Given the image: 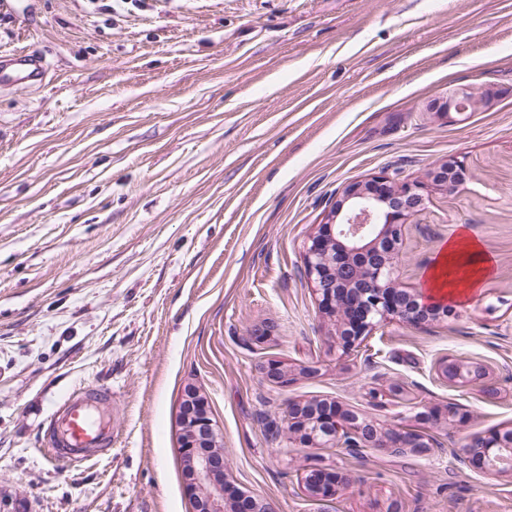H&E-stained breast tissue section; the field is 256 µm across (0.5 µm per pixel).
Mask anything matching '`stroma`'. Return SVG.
I'll return each instance as SVG.
<instances>
[{
    "mask_svg": "<svg viewBox=\"0 0 512 512\" xmlns=\"http://www.w3.org/2000/svg\"><path fill=\"white\" fill-rule=\"evenodd\" d=\"M25 49L52 79L0 91L1 491L27 512H193L177 423L192 383L227 482L275 512H512V474L461 455L512 429V0H18L0 55ZM459 87L495 97L435 114ZM451 156L467 180L403 228L396 283L422 290L463 228L494 274L450 316L339 354L310 234L347 183ZM448 356L484 384L442 379ZM87 384L114 393L112 453L48 465L46 419ZM312 400L431 446L288 441L283 410ZM450 404L467 424L417 418ZM319 457L349 479L327 501L304 486Z\"/></svg>",
    "mask_w": 512,
    "mask_h": 512,
    "instance_id": "1",
    "label": "stroma"
}]
</instances>
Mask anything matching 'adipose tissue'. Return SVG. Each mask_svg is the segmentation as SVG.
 <instances>
[{
	"mask_svg": "<svg viewBox=\"0 0 512 512\" xmlns=\"http://www.w3.org/2000/svg\"><path fill=\"white\" fill-rule=\"evenodd\" d=\"M492 257L467 230L449 240L425 286L430 291L446 290L449 299L471 295L492 274Z\"/></svg>",
	"mask_w": 512,
	"mask_h": 512,
	"instance_id": "ef3b65f1",
	"label": "adipose tissue"
}]
</instances>
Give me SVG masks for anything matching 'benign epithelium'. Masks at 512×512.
Listing matches in <instances>:
<instances>
[{
    "instance_id": "obj_1",
    "label": "benign epithelium",
    "mask_w": 512,
    "mask_h": 512,
    "mask_svg": "<svg viewBox=\"0 0 512 512\" xmlns=\"http://www.w3.org/2000/svg\"><path fill=\"white\" fill-rule=\"evenodd\" d=\"M484 106L467 88H460L437 108L441 113L461 114ZM466 167L450 157L427 174L430 184L451 189L463 182ZM425 184L400 180L388 173L346 184L322 224L309 238L304 262L318 308L334 322L336 346L348 354L384 321L397 317L417 326L424 312H442L445 300L426 304L418 291L397 287L392 260L402 241V227L425 205ZM450 382L478 383L485 371L477 363L449 357L440 365ZM450 424L466 415L455 406L426 413ZM285 432L288 439L310 448L343 447L360 451L371 447L391 454L421 453L431 447L422 435L411 443L393 442L391 428L364 416L346 413L333 402L320 406L292 403L288 406ZM178 425L183 480L194 512H241L228 507L229 485L224 482V449L220 448L214 421L203 395L193 384L184 387ZM481 444L469 442L463 451L485 473L512 472V432L479 434ZM305 488L315 498L335 497L346 484L337 469L319 465L309 469Z\"/></svg>"
}]
</instances>
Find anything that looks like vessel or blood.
Instances as JSON below:
<instances>
[{
	"label": "vessel or blood",
	"instance_id": "vessel-or-blood-1",
	"mask_svg": "<svg viewBox=\"0 0 512 512\" xmlns=\"http://www.w3.org/2000/svg\"><path fill=\"white\" fill-rule=\"evenodd\" d=\"M49 73L39 55L19 51L0 59V88L36 85ZM112 391L87 385L67 393L55 406L44 431L45 458L51 465L74 466L112 450Z\"/></svg>",
	"mask_w": 512,
	"mask_h": 512
}]
</instances>
